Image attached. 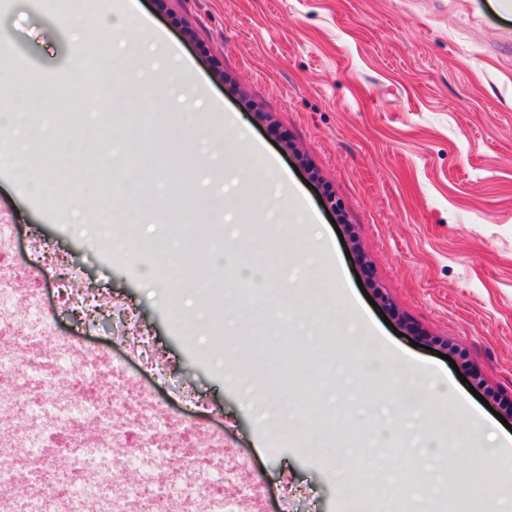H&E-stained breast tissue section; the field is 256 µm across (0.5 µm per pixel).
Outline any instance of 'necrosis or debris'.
I'll return each instance as SVG.
<instances>
[{
  "label": "necrosis or debris",
  "instance_id": "4bbe7bcc",
  "mask_svg": "<svg viewBox=\"0 0 512 512\" xmlns=\"http://www.w3.org/2000/svg\"><path fill=\"white\" fill-rule=\"evenodd\" d=\"M30 248L35 260L20 259L16 226L0 218V512H214L211 474L229 481L245 465L225 457L208 405L188 386L178 402L161 398L110 351L63 333L59 313L84 320L101 292L53 242ZM95 450L108 468L90 467ZM124 470L137 477L117 484Z\"/></svg>",
  "mask_w": 512,
  "mask_h": 512
}]
</instances>
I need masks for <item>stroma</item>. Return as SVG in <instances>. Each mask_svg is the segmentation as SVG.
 <instances>
[{
    "instance_id": "1",
    "label": "stroma",
    "mask_w": 512,
    "mask_h": 512,
    "mask_svg": "<svg viewBox=\"0 0 512 512\" xmlns=\"http://www.w3.org/2000/svg\"><path fill=\"white\" fill-rule=\"evenodd\" d=\"M139 13L177 46L199 110L234 115L220 144L186 125L183 105L155 90L162 52L138 32L120 38L110 61L90 68L105 28L71 32L65 11L37 0H0V44L25 73L19 98L43 132L27 153L0 157V213L58 242L105 295L129 305L161 344L168 373L197 389L224 421V454L250 464L267 490L266 512H345L354 478L379 476L382 500L432 512L448 482L466 475L465 435L449 451L421 450L404 435L418 393L375 370L377 341L442 369L457 365L458 391H478L493 409L480 476L494 488V461L512 400V0H138ZM133 46L137 62L122 57ZM113 79L138 96L128 110L161 112L150 141L171 149L167 171L127 190L110 174L129 153L120 132L106 148H73L59 166L56 200L33 189L38 156L97 125L105 101L79 78ZM67 91L65 107L43 91ZM270 156H238L240 130ZM238 156V167L223 157ZM28 177H15L18 168ZM294 185L305 221L280 246L276 198ZM206 200L197 209V200ZM151 206L150 248L111 259L96 229L120 237ZM206 219L231 262H199L194 241L170 250L172 226ZM333 256L315 249L318 238ZM223 279L202 297L187 275ZM374 337L340 333L343 297ZM275 397L306 415L301 433L264 410ZM296 489L288 500L281 486Z\"/></svg>"
}]
</instances>
